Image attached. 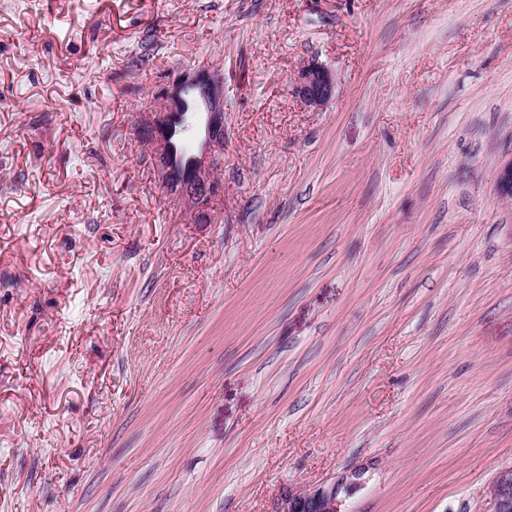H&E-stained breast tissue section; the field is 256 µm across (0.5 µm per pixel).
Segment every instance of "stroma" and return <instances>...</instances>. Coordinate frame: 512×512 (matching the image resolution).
<instances>
[{
    "label": "stroma",
    "mask_w": 512,
    "mask_h": 512,
    "mask_svg": "<svg viewBox=\"0 0 512 512\" xmlns=\"http://www.w3.org/2000/svg\"><path fill=\"white\" fill-rule=\"evenodd\" d=\"M328 68L323 107L296 92ZM224 78L208 221L142 112ZM512 0H0V512H495ZM334 88V79L329 70L312 61L301 72L297 92L309 106L321 107L331 98ZM358 478L359 473L354 471L330 485L305 490L288 488L274 502L271 512H345L341 494L352 491Z\"/></svg>",
    "instance_id": "1"
}]
</instances>
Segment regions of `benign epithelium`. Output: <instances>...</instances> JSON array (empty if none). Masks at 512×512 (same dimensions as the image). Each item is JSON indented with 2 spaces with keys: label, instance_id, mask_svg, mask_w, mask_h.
Segmentation results:
<instances>
[{
  "label": "benign epithelium",
  "instance_id": "obj_1",
  "mask_svg": "<svg viewBox=\"0 0 512 512\" xmlns=\"http://www.w3.org/2000/svg\"><path fill=\"white\" fill-rule=\"evenodd\" d=\"M334 79L323 65L310 62L301 72L297 92L311 107L323 106L333 95ZM160 97L164 109L144 113L141 132L154 144L155 165L169 192L189 205L201 216L209 211V202L216 190L212 170L223 162L224 155V79L208 72L185 73L174 79ZM205 124L214 152L207 158H193L185 174L175 169L173 132H188ZM497 194L512 200V159L497 171ZM359 473L330 485L312 489L288 488L274 502L271 512H344L341 494L358 485ZM496 512H512V468L499 473L494 484Z\"/></svg>",
  "mask_w": 512,
  "mask_h": 512
}]
</instances>
